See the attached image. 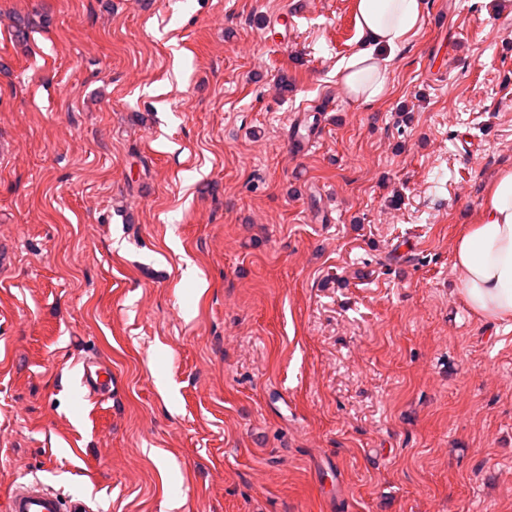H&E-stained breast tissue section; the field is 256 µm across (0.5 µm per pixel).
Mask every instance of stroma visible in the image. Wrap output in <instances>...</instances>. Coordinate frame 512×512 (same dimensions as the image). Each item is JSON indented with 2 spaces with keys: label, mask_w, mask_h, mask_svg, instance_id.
I'll return each instance as SVG.
<instances>
[{
  "label": "stroma",
  "mask_w": 512,
  "mask_h": 512,
  "mask_svg": "<svg viewBox=\"0 0 512 512\" xmlns=\"http://www.w3.org/2000/svg\"><path fill=\"white\" fill-rule=\"evenodd\" d=\"M360 44L354 0H0V510L512 512V327L453 268L512 0H426L374 103ZM80 385L91 399L102 398L110 394L114 401L121 390V376L110 368L94 361L84 363ZM80 499L62 498L58 493L39 484L16 485L9 493L6 512H87Z\"/></svg>",
  "instance_id": "stroma-1"
}]
</instances>
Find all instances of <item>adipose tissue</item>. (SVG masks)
I'll use <instances>...</instances> for the list:
<instances>
[{
  "label": "adipose tissue",
  "mask_w": 512,
  "mask_h": 512,
  "mask_svg": "<svg viewBox=\"0 0 512 512\" xmlns=\"http://www.w3.org/2000/svg\"><path fill=\"white\" fill-rule=\"evenodd\" d=\"M425 0H355L362 49L343 59L336 74L346 95L373 102L388 92L379 58L415 35ZM459 292L473 313L491 322L512 321V169L490 183L479 221L467 225L454 249Z\"/></svg>",
  "instance_id": "1"
}]
</instances>
